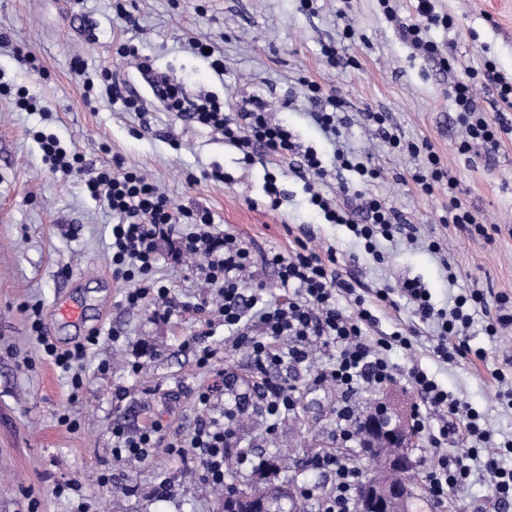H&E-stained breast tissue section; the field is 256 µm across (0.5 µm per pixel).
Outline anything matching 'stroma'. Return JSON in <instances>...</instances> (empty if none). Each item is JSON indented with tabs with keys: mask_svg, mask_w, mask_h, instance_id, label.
I'll return each mask as SVG.
<instances>
[{
	"mask_svg": "<svg viewBox=\"0 0 512 512\" xmlns=\"http://www.w3.org/2000/svg\"><path fill=\"white\" fill-rule=\"evenodd\" d=\"M137 19L126 25L114 0H0V82L26 90L33 111L17 110L0 95V512H220L218 488L201 480L194 457L170 456L165 447L141 459L115 460L113 424L128 432L159 425L166 442L188 439L200 422L223 419L237 405L234 439L226 465L239 489L262 483L268 461L288 460L271 474L276 482L310 490L309 512L333 488L316 470L314 455L332 453L370 472L359 443L336 442L338 395L316 380L331 352L313 346L309 362L271 367L298 396L294 412L272 418L251 376L245 348L235 347L223 326L206 327L215 308L212 290L191 259H160L151 277L169 288L177 305L170 319L155 316L152 303L130 308L127 282L112 274L111 211L88 194L84 178L51 171L37 135H52L84 157L88 167L124 162L151 179L174 207L209 208L216 229L245 239L256 262L248 287L265 300L281 295L276 271L261 257L288 253L298 241L333 249L338 266L357 290L391 289V306L377 310V332L416 327L412 349L393 348L397 381L358 395L359 411L385 401L410 418L419 401L405 374L420 366L455 396L483 413L496 437L512 436V410L497 399L495 369L512 364V330L488 336L482 316L470 328L471 345L486 361L447 363L431 351L433 327L419 323L399 286L419 280L438 311L472 288L512 296V133L498 151L459 153L452 88L464 67L495 61L512 76V0H434L453 28L431 27L428 37L451 49L449 65L415 50L405 27L417 22V0H393L386 15L379 0H123ZM214 43L224 73L192 52L191 41ZM133 43L154 72L178 78L188 98L214 94L227 112L254 97L265 100L274 122L287 125L302 146L317 150L329 171L323 194L342 207L378 198L400 223L414 225L416 241L379 240L368 252L345 225L326 223L309 202L304 182L287 164L268 157L245 162L242 152L210 129L167 111L150 90L152 74L120 58V43ZM335 46L328 61L325 46ZM108 84L111 96L86 93L84 79ZM323 89L311 99L308 82ZM140 97L142 109L122 100ZM338 106L345 117L340 139L327 136L315 112ZM378 112L384 124L367 120ZM428 143L458 180V197L492 226L489 236L444 223L448 188L425 192L411 175L423 156L410 143ZM363 159L380 176L361 192L341 193L355 181L336 171L337 146ZM224 172L214 180V168ZM274 176L286 196L270 209L264 193ZM79 307V322L55 320L61 303ZM55 323L53 343L70 349L98 334L83 367V386L72 391L67 376L41 358L31 332L33 318ZM209 331L215 356L199 367L188 339ZM212 389L208 406L197 396ZM111 473L102 483L103 473ZM166 494H158L160 482Z\"/></svg>",
	"mask_w": 512,
	"mask_h": 512,
	"instance_id": "35a3bbf8",
	"label": "stroma"
}]
</instances>
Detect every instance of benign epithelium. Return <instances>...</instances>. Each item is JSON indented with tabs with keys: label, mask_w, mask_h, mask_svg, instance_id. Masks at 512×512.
<instances>
[{
	"label": "benign epithelium",
	"mask_w": 512,
	"mask_h": 512,
	"mask_svg": "<svg viewBox=\"0 0 512 512\" xmlns=\"http://www.w3.org/2000/svg\"><path fill=\"white\" fill-rule=\"evenodd\" d=\"M363 427V453L376 468L361 489L360 512H409L422 483L409 453L417 446L416 435L407 432L401 419L384 405L367 415ZM224 512H267V503L246 495L224 503Z\"/></svg>",
	"instance_id": "benign-epithelium-1"
}]
</instances>
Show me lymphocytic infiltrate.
<instances>
[{"mask_svg":"<svg viewBox=\"0 0 512 512\" xmlns=\"http://www.w3.org/2000/svg\"><path fill=\"white\" fill-rule=\"evenodd\" d=\"M482 79L497 84L501 102L512 108V80L498 72L493 61H485L479 71L466 69L464 79L454 86L457 121L464 131L460 148L464 151L497 149L502 132L508 129L505 118L490 119L478 108L474 94ZM152 91L167 111L184 115L221 134L226 144L242 150L245 157H252L254 149L259 147L267 155L295 162L298 173L309 176L310 180H322L327 175L324 162L314 148L302 147L290 130L270 122L261 99H253L250 109L232 117L226 115L223 101L211 95L186 103L181 84L167 76L158 77ZM427 160L426 167L413 173V181L426 192L432 191L434 183L447 181L451 192L449 223L470 226L477 233H484L483 223L456 196L458 184L447 180L437 155L428 153ZM86 189L92 198L106 203L116 219L112 227V274L131 284L125 294L127 305L138 306L152 299L163 316L172 315L174 304L169 288L154 282L138 287L134 281L154 269L162 256V243H174V258L197 259L199 276L215 290L220 300L216 315L225 330L235 336L237 344L247 349L260 373L261 396L269 414L277 416L296 407L292 387L285 378L271 377L270 367L284 362L305 363L311 346L318 343L336 352L335 361L318 374L319 380L332 383L338 393L336 437L345 443L358 439L360 416L356 396L394 381L398 372L388 353L393 346L411 345L409 337L399 332L380 336L367 333L377 320L374 308L390 302L387 289H376L371 298H364L337 268L335 251L324 252L301 241L291 253L263 255L264 264L276 269L283 292L282 301L267 305L262 303L259 293L249 294L244 289L243 274L253 265L250 247L234 234L216 232L214 217L208 209H176L157 185L140 172L120 165L101 168L87 180ZM310 201L329 223L346 225L363 238L367 249H374L379 236L410 240L415 237L413 225L396 223L391 209L376 198H368L367 220L362 224L321 192H312ZM342 297L353 302V313H345L340 307L338 300ZM511 300L507 295H500L499 307L494 310L477 289L459 295L441 323L433 353L447 362L485 360L484 351L471 349L468 344L467 331L472 324L468 309L473 305L480 307L487 321L488 335L495 336L512 328V312L502 310ZM31 328L44 354L63 370L72 371V387L80 389L82 377L74 369L84 360L89 347L97 345V336H89L86 343L61 351L45 336L40 320H33ZM284 339L289 340V348H279V341ZM406 379L424 405L423 410L414 411L411 426L415 432L427 435L437 455L436 463L424 474L431 494L441 501L449 489L464 488L473 476L471 462L479 459L493 475L496 504L512 503V467L499 462L501 456L512 455V438L493 442L484 416L440 388L422 368L411 367ZM459 433L469 440V447L448 453V441ZM112 436L116 440L113 455L118 459L146 457L161 441L160 429L155 425L134 434L116 425ZM231 438L232 432L226 424L204 422L188 442L168 444L167 452L182 457L187 449L197 450L201 478L221 486L226 482L225 450ZM312 464L334 476L333 494L326 499L324 512H354L362 482L360 469L332 454L314 456Z\"/></svg>","mask_w":512,"mask_h":512,"instance_id":"obj_1","label":"lymphocytic infiltrate"}]
</instances>
